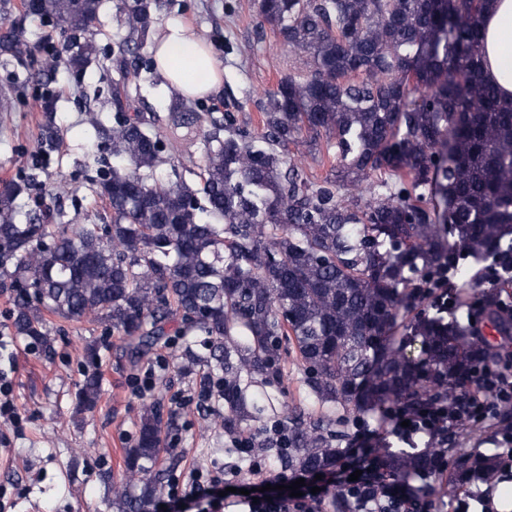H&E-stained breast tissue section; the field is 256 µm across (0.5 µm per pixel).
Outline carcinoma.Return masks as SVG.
<instances>
[{"label":"carcinoma","mask_w":512,"mask_h":512,"mask_svg":"<svg viewBox=\"0 0 512 512\" xmlns=\"http://www.w3.org/2000/svg\"><path fill=\"white\" fill-rule=\"evenodd\" d=\"M494 0H258V12L304 74L267 92L257 134L224 125L182 103L170 128L205 135L197 180L157 177L175 134L124 112L127 72L112 86V126L93 123L116 164L93 192L112 211L108 224L18 221L21 183L0 184V288L13 292V328L48 344L43 312L99 322L141 359L173 335L203 337L206 355L187 363L208 372L199 386L224 397L226 430L254 418L241 377L267 375L296 354L321 401L348 413L392 403L422 409L459 402L486 342L458 322L423 316L402 336L397 318L422 303L421 285L442 267L465 277L467 262L492 260L512 273V97L484 79V15ZM24 12L87 30L100 0H21ZM124 24L144 43L150 0H132ZM0 51L24 62L26 43L0 36ZM97 60L93 40L67 65ZM325 137L336 164L308 180L288 146ZM420 343L418 354L408 348ZM101 384L78 383L76 409L92 411ZM333 419L306 423L288 412L290 469L336 464L342 431ZM164 448L156 404L145 408L137 444L112 481L117 512H153ZM439 455L398 453L385 464L405 479ZM492 480V457L467 458L463 478ZM139 492L130 491L131 487Z\"/></svg>","instance_id":"carcinoma-1"}]
</instances>
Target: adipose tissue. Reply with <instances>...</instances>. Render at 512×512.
I'll return each mask as SVG.
<instances>
[{
	"label": "adipose tissue",
	"instance_id": "adipose-tissue-1",
	"mask_svg": "<svg viewBox=\"0 0 512 512\" xmlns=\"http://www.w3.org/2000/svg\"><path fill=\"white\" fill-rule=\"evenodd\" d=\"M486 79L512 96V0H497L483 18ZM153 60L169 87L187 98L217 92L224 71L211 45L177 18L168 19L150 48Z\"/></svg>",
	"mask_w": 512,
	"mask_h": 512
}]
</instances>
